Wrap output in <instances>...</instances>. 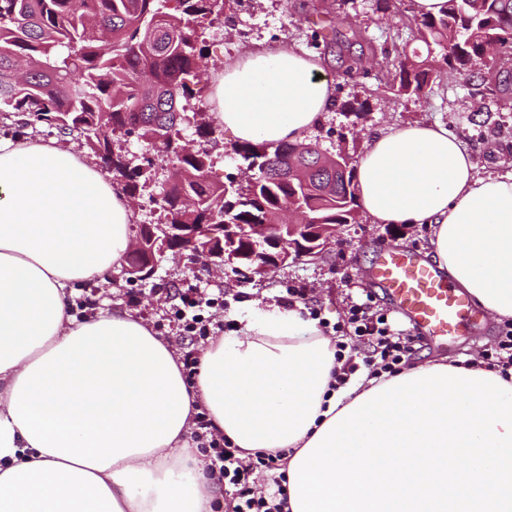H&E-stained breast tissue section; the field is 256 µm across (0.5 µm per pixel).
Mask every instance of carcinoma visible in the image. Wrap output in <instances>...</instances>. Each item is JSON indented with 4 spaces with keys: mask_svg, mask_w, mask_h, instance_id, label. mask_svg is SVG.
Masks as SVG:
<instances>
[{
    "mask_svg": "<svg viewBox=\"0 0 512 512\" xmlns=\"http://www.w3.org/2000/svg\"><path fill=\"white\" fill-rule=\"evenodd\" d=\"M226 0H0V112L82 137V145L112 169L130 197L155 179V167L135 162L115 141L136 137L163 158L195 128L199 144L173 153L175 176L160 183V224H279L295 203L311 224H356L361 212L355 165L336 174L306 143H241L244 159H261L247 188L209 179L207 145L216 131L191 106L186 76L205 59L198 30L224 15ZM420 41L441 49L440 60L397 53L393 90L424 93L440 64L489 91L512 96V77L479 67L486 48L512 50V0H448L437 16H412ZM234 255L259 263L262 250L242 235Z\"/></svg>",
    "mask_w": 512,
    "mask_h": 512,
    "instance_id": "1",
    "label": "carcinoma"
}]
</instances>
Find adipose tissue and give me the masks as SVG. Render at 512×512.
Here are the masks:
<instances>
[{"instance_id": "adipose-tissue-1", "label": "adipose tissue", "mask_w": 512, "mask_h": 512, "mask_svg": "<svg viewBox=\"0 0 512 512\" xmlns=\"http://www.w3.org/2000/svg\"><path fill=\"white\" fill-rule=\"evenodd\" d=\"M319 60L249 51L211 69L214 121L246 142H299L334 100ZM363 212L424 225L432 261L512 322V174L478 176L446 126L372 136L356 165ZM134 210L81 151L0 137V512H213L188 437L195 405L244 454L296 458L326 422L383 385H333L336 338L300 307H253L208 338L194 384L128 310L77 321L74 298L129 249Z\"/></svg>"}]
</instances>
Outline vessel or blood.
Returning <instances> with one entry per match:
<instances>
[{
	"label": "vessel or blood",
	"instance_id": "b4317fda",
	"mask_svg": "<svg viewBox=\"0 0 512 512\" xmlns=\"http://www.w3.org/2000/svg\"><path fill=\"white\" fill-rule=\"evenodd\" d=\"M372 277L422 334L445 338L467 327L472 313L469 300L417 255L403 250L379 251Z\"/></svg>",
	"mask_w": 512,
	"mask_h": 512
}]
</instances>
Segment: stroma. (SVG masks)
I'll return each instance as SVG.
<instances>
[{
    "label": "stroma",
    "mask_w": 512,
    "mask_h": 512,
    "mask_svg": "<svg viewBox=\"0 0 512 512\" xmlns=\"http://www.w3.org/2000/svg\"><path fill=\"white\" fill-rule=\"evenodd\" d=\"M224 13L229 23L203 33L206 66L189 81L196 91V109L207 112L212 108L209 65L223 64L250 49L287 46L316 55L334 84L336 104L309 137L323 152H341L356 160L368 140L381 131L413 123H441L472 153L479 175L512 173V99L494 97L447 69L431 81L422 97L407 99L394 94V60L383 51L416 47L411 11L389 17L377 11L375 0H234ZM374 47L379 48V55H371ZM349 58L361 59L362 64L347 76L343 62ZM354 100L365 102L363 113L344 109V102ZM234 143L231 134L219 135L212 151V181L246 184L250 173L235 153ZM382 248L423 255L430 250L429 233L420 226L375 224L363 217L358 223L344 225L336 244L322 256L289 264L252 281H243L229 270L192 269L186 260L170 257L143 282L129 283L120 271L110 274L107 282L96 287L95 297L113 308H131L167 340L175 334L165 316L171 288L223 289L230 311L236 312L254 302L263 306L281 303L288 289L304 287L308 307L317 310L324 321H343L350 305L367 301L387 316L394 331L412 332L409 320L369 277L374 254ZM503 329L490 315L478 312L470 329L448 345L420 336L413 344L410 361L417 364L444 356L452 360L482 358Z\"/></svg>",
    "instance_id": "1"
}]
</instances>
